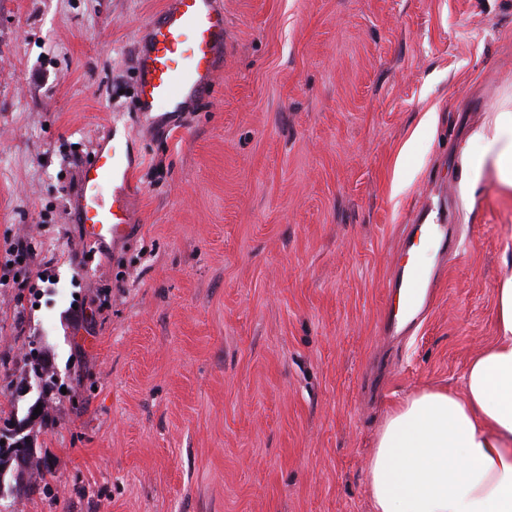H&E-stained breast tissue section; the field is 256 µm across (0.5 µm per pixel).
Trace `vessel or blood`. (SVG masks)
Here are the masks:
<instances>
[{
	"label": "vessel or blood",
	"mask_w": 512,
	"mask_h": 512,
	"mask_svg": "<svg viewBox=\"0 0 512 512\" xmlns=\"http://www.w3.org/2000/svg\"><path fill=\"white\" fill-rule=\"evenodd\" d=\"M147 30L137 57L139 110L146 115L161 108L183 111L203 94L224 57V14L215 0H171L149 20ZM132 185L125 144L116 132H109L105 145L84 167L75 200V214L86 239L102 243L126 236ZM423 208L428 218L413 225L391 283L398 302L389 309L388 318L395 324L412 323L432 299L433 271L410 258L416 238L434 242L439 255L449 252L445 200L426 199Z\"/></svg>",
	"instance_id": "b4317fda"
}]
</instances>
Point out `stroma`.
<instances>
[{
	"instance_id": "1",
	"label": "stroma",
	"mask_w": 512,
	"mask_h": 512,
	"mask_svg": "<svg viewBox=\"0 0 512 512\" xmlns=\"http://www.w3.org/2000/svg\"><path fill=\"white\" fill-rule=\"evenodd\" d=\"M165 3L0 0V249L30 239L45 275L0 288V410L52 470L13 510L372 512L389 411L462 391L497 334L512 194L488 175L464 198L462 156L512 95V0H217L208 96L151 128L136 41ZM112 121L132 222L97 245L70 203ZM444 185L460 247L386 339L407 226ZM33 348L60 377L46 396Z\"/></svg>"
}]
</instances>
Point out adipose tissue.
I'll return each instance as SVG.
<instances>
[{"label":"adipose tissue","mask_w":512,"mask_h":512,"mask_svg":"<svg viewBox=\"0 0 512 512\" xmlns=\"http://www.w3.org/2000/svg\"><path fill=\"white\" fill-rule=\"evenodd\" d=\"M469 185L512 190V102L475 132ZM498 334L469 363L464 391H421L388 415L367 463L373 512H512V275L496 295Z\"/></svg>","instance_id":"obj_1"}]
</instances>
